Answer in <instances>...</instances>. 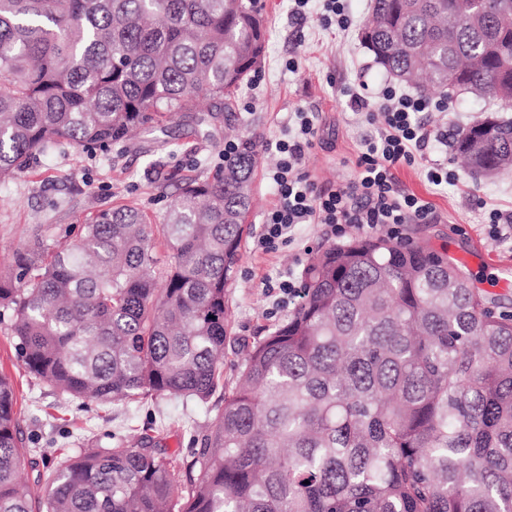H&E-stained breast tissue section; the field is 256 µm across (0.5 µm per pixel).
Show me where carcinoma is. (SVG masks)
<instances>
[{
  "label": "carcinoma",
  "mask_w": 512,
  "mask_h": 512,
  "mask_svg": "<svg viewBox=\"0 0 512 512\" xmlns=\"http://www.w3.org/2000/svg\"><path fill=\"white\" fill-rule=\"evenodd\" d=\"M373 0L363 44L398 81L512 88V0ZM260 0H0V181L62 144L93 153L222 105L263 56ZM474 178L512 167V119L455 140ZM256 143L190 180L154 224L101 211L0 270L17 357L70 398L174 395L224 409L191 461L140 438L37 463L0 374V512H512V314L448 256L379 236L301 272L288 321L224 390L226 288L252 206ZM170 263L163 278L156 244ZM36 486L20 478L24 465ZM197 475L183 480V473Z\"/></svg>",
  "instance_id": "carcinoma-1"
}]
</instances>
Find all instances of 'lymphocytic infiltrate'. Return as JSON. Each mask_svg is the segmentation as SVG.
<instances>
[{"label": "lymphocytic infiltrate", "mask_w": 512, "mask_h": 512, "mask_svg": "<svg viewBox=\"0 0 512 512\" xmlns=\"http://www.w3.org/2000/svg\"><path fill=\"white\" fill-rule=\"evenodd\" d=\"M354 113L380 112L382 128L378 137L365 140L352 162L349 178L326 188H317L305 170L306 159L315 146V115L298 111L286 137L265 140L262 147L273 153L276 164L268 177L277 202L263 217V233L257 244L273 250L290 242L299 224H321L328 240L345 236L348 228L365 233L386 230L392 239L403 240L409 224H425L433 217L430 202L400 189L395 170L413 164L417 151L429 141L447 145L453 131H426L421 113L444 110L447 97L436 99L383 87L377 102L357 90H348Z\"/></svg>", "instance_id": "lymphocytic-infiltrate-1"}]
</instances>
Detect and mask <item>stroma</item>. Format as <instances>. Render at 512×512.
Segmentation results:
<instances>
[{
  "instance_id": "1",
  "label": "stroma",
  "mask_w": 512,
  "mask_h": 512,
  "mask_svg": "<svg viewBox=\"0 0 512 512\" xmlns=\"http://www.w3.org/2000/svg\"><path fill=\"white\" fill-rule=\"evenodd\" d=\"M371 3L348 0L353 23L340 31L322 27L318 0H311L299 20L291 14V0H261L266 44L259 76L247 78L228 107L185 114L165 131L144 134L105 152L91 154L65 145L36 155L26 171L0 181V268L8 267L14 254L37 237L63 241L65 228L117 205H136L153 223H161L184 181L210 177L223 167L224 129L230 124L258 139H275L284 136L291 112L300 108L313 112L319 145L307 159V172L320 188L347 179L349 159L356 157L364 139L376 136L378 126L353 114L342 90L362 84L375 98L392 80L360 42ZM291 58L298 64L292 72L286 67ZM501 113L498 100L487 96L474 101L465 95L449 99L447 111L424 112L420 118L435 132ZM435 160L447 161L458 171L456 184L437 187L427 182L423 168ZM274 164L272 154L259 152L242 259L227 290L230 321L224 384L229 388L237 380L245 346L267 336L293 312L280 303V279L298 277L310 258L327 246L321 225L300 224L291 243L269 253L258 249L263 215L274 202L267 180ZM395 174L404 190L429 201L434 209L431 223L407 226L408 237L451 254L480 250L483 261L465 267V276L502 310L512 311V288L494 286L497 279L512 275V242L491 240L484 226L486 209L512 212V169L471 178L454 151L432 142L422 150L420 160L398 166ZM11 322V311L0 313V372L14 382L19 428L30 447L51 453L58 448L117 446L142 435L154 447L187 458L195 436L207 430L224 406L219 392L204 405L158 395L101 408L82 406L19 365Z\"/></svg>"
}]
</instances>
